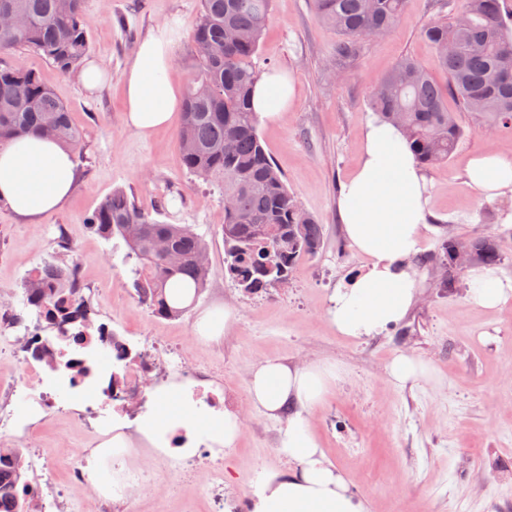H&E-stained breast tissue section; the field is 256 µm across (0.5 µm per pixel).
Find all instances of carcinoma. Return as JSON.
I'll use <instances>...</instances> for the list:
<instances>
[{
    "label": "carcinoma",
    "mask_w": 512,
    "mask_h": 512,
    "mask_svg": "<svg viewBox=\"0 0 512 512\" xmlns=\"http://www.w3.org/2000/svg\"><path fill=\"white\" fill-rule=\"evenodd\" d=\"M316 16L342 38L339 53L356 54L357 40L376 31L389 33L407 0H313ZM272 0H199L191 44L198 68L189 79L183 102L178 145L186 172L224 193V275L245 294H259L293 277L299 264L318 254L324 225L305 213L289 192L284 176L264 150L258 116L251 107L260 74L252 59L270 22ZM23 14L27 24L0 30V51L20 48L37 54L60 71L77 70L90 51L84 0H0V12ZM460 18L435 19L421 29L434 49L454 43L456 51L437 56L446 75L438 83L416 59L404 55L370 95V107L383 121L398 125L424 170L448 163L466 135L448 99L473 114L485 127L512 128V9L504 0H463ZM65 147L81 146L83 133L41 77L32 71L0 67V145L31 132H46ZM140 209L125 190L115 188L86 218L107 240L121 239L125 262H133L132 286L138 300L159 318L186 311L173 305L167 289H194L200 295L210 275L208 248L189 224L159 220ZM165 240L174 261L155 248ZM467 243L472 266L498 267L504 260L500 240L472 234L448 237L429 254L448 269L443 287H455L461 268L453 261L455 245ZM24 306L37 326L27 331L35 352L52 356L50 338L60 321L87 319L91 300L81 290L75 269L61 262L34 268L24 283ZM33 483L26 478L22 453L0 457V512H29Z\"/></svg>",
    "instance_id": "cac0c4a2"
}]
</instances>
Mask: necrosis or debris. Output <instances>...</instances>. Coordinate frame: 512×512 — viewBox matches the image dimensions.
Masks as SVG:
<instances>
[{
  "mask_svg": "<svg viewBox=\"0 0 512 512\" xmlns=\"http://www.w3.org/2000/svg\"><path fill=\"white\" fill-rule=\"evenodd\" d=\"M55 360L72 394L69 405L58 404L44 385L45 362L28 353L22 358L29 370L27 378L8 389L10 395L26 402L38 424L53 414H65L84 423L134 419L149 403L146 387L155 388L162 382L192 383L196 399L209 409L220 412L225 408L224 391L211 387L212 375L207 367L186 364L179 347L150 337L143 338L141 347L136 348L119 336L90 338L72 328L59 340ZM30 463L45 474L37 488L39 512H112L109 502L91 492L84 459L72 462L68 482L63 486L50 477L51 465L43 449H31ZM200 469L207 476L205 495L213 512H243L238 501L224 498L223 457H212L203 450L180 461L171 472L190 478Z\"/></svg>",
  "mask_w": 512,
  "mask_h": 512,
  "instance_id": "necrosis-or-debris-1",
  "label": "necrosis or debris"
}]
</instances>
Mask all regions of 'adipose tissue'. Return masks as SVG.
<instances>
[{
	"mask_svg": "<svg viewBox=\"0 0 512 512\" xmlns=\"http://www.w3.org/2000/svg\"><path fill=\"white\" fill-rule=\"evenodd\" d=\"M173 68L171 42L161 30L139 44L122 74L126 122L140 135L167 125L178 109ZM294 98L291 73L274 69L256 83L252 106L260 118L275 119L292 107ZM465 174L469 185L486 198L512 194V157L493 151L473 156ZM78 181L74 153L51 139L28 135L0 146V205L25 223H38L61 208ZM426 190V177L402 132L369 121L362 134L360 165L342 183L338 202L346 236L365 258L362 269L329 298L327 316L339 334L376 336L406 315L415 290L410 260L420 251L426 226ZM468 295L477 307L496 308L512 296V280L489 268L474 269ZM335 377V366L327 364L290 367L266 360L252 370L251 403L268 417L287 418L278 452L292 463L293 472L286 477L265 474L252 493L251 512H366L345 477L326 460L311 427L310 412L321 404ZM241 427L237 414L199 408L190 393L175 384L159 388L151 411L135 422L137 435L163 454L169 453L167 436L176 429L187 431L190 441L183 452L190 455L202 443L232 447ZM131 453L123 424H113L111 439L95 448L88 461L99 492H126L114 464Z\"/></svg>",
	"mask_w": 512,
	"mask_h": 512,
	"instance_id": "obj_1",
	"label": "adipose tissue"
}]
</instances>
